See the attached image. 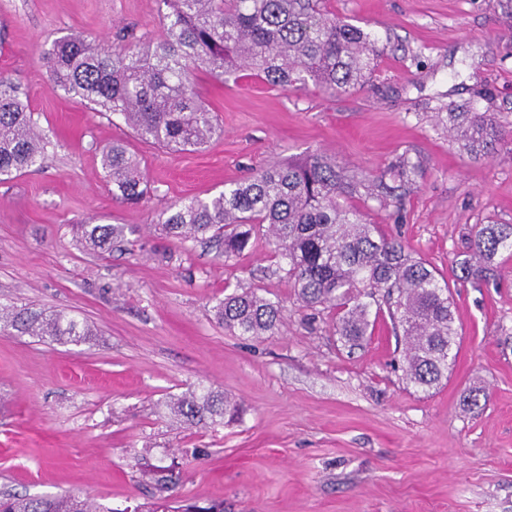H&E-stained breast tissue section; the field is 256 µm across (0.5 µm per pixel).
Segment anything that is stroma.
Wrapping results in <instances>:
<instances>
[{
  "label": "stroma",
  "instance_id": "35a3bbf8",
  "mask_svg": "<svg viewBox=\"0 0 512 512\" xmlns=\"http://www.w3.org/2000/svg\"><path fill=\"white\" fill-rule=\"evenodd\" d=\"M384 46L353 94L271 87L251 72L196 75L220 130L204 147L145 144L121 119L48 86L42 53L68 34L112 39L159 28L157 0H0V74L54 134L40 168L0 182V306L65 311L86 343L0 334V495H90L117 508L150 501L146 464L178 463V496L224 512H512V258L494 280L463 279L479 224H512V140L493 158L461 151L442 118L476 92L512 123V10L506 0H325ZM122 140L150 190L116 200L101 153ZM312 152L348 174L400 156L421 167L401 207L357 199L371 223L430 263L451 289L458 354L430 391L407 383L387 308L348 349L332 315L296 300L266 235L230 260L215 244L163 231L175 202ZM123 224L111 250L74 227ZM282 302L274 333L244 339L219 324L225 292ZM239 415L215 427L162 417L197 383ZM479 389L480 405L462 399Z\"/></svg>",
  "mask_w": 512,
  "mask_h": 512
}]
</instances>
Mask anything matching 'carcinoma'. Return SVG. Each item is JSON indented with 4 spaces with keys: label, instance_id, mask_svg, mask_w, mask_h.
I'll use <instances>...</instances> for the list:
<instances>
[{
    "label": "carcinoma",
    "instance_id": "carcinoma-1",
    "mask_svg": "<svg viewBox=\"0 0 512 512\" xmlns=\"http://www.w3.org/2000/svg\"><path fill=\"white\" fill-rule=\"evenodd\" d=\"M162 37L118 30L113 43L66 35L44 50L49 86L79 98L96 112L117 115L146 143L159 147H202L217 129L201 101L195 72L222 78L245 67L271 87L311 82L333 94H347L373 78L383 53L363 28L339 20L322 0H158ZM448 132L475 159H490L505 132L498 113L472 103L467 111L448 107ZM50 140L39 129L28 101L0 74V181L37 165ZM112 196L141 201L148 181L122 142L102 151ZM417 165L403 156L365 179L347 175L336 162L310 153L275 163L255 177L224 186L205 198L171 204L161 219L183 241L205 236L222 245L224 260L242 253L257 232L272 237L285 260L296 299L314 311L336 313V334L352 346L368 334L371 302L382 300L404 336L405 375L427 391L447 377L455 360L457 329L448 284L426 261L386 237L348 200L363 193L386 206L413 181ZM119 224H81L93 249L123 236ZM471 249L478 264L460 262L464 278L490 279L496 258L512 254V224H481ZM215 316L235 336L258 338L273 331L281 304L254 291L224 296ZM81 344L92 327L64 312L0 307V329ZM190 427L224 423L231 412L224 392L197 386L166 404ZM160 495L123 512H224V502L201 506L190 500L170 505L182 482L175 464L158 466ZM0 512H115L76 494L0 496Z\"/></svg>",
    "mask_w": 512,
    "mask_h": 512
}]
</instances>
